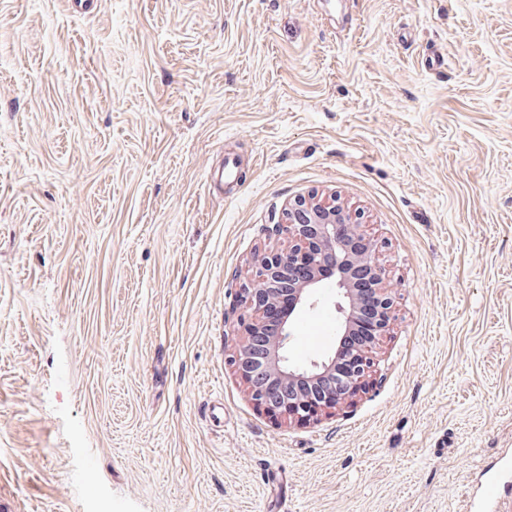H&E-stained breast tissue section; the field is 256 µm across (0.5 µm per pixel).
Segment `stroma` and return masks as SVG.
Listing matches in <instances>:
<instances>
[{"label": "stroma", "mask_w": 512, "mask_h": 512, "mask_svg": "<svg viewBox=\"0 0 512 512\" xmlns=\"http://www.w3.org/2000/svg\"><path fill=\"white\" fill-rule=\"evenodd\" d=\"M313 193L397 319L373 390L299 425L228 355ZM509 457L512 0H0V512H465Z\"/></svg>", "instance_id": "1"}]
</instances>
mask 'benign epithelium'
<instances>
[{"mask_svg":"<svg viewBox=\"0 0 512 512\" xmlns=\"http://www.w3.org/2000/svg\"><path fill=\"white\" fill-rule=\"evenodd\" d=\"M277 228L288 233L292 245L253 256L239 284L241 341L229 363L258 409L307 424L354 404L373 387L377 345L390 334L396 304L386 271L375 259L376 246L361 231L360 214L332 198L313 195L288 205ZM328 263L338 296L336 351L295 367L288 360L293 319L301 308L315 305ZM364 313L371 336L342 351L343 337L354 333Z\"/></svg>","mask_w":512,"mask_h":512,"instance_id":"7a95c632","label":"benign epithelium"}]
</instances>
